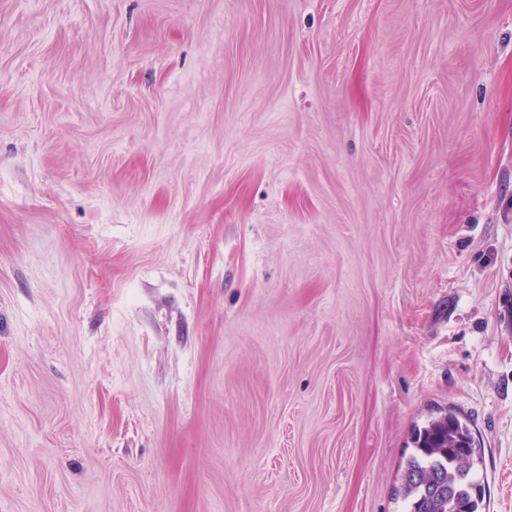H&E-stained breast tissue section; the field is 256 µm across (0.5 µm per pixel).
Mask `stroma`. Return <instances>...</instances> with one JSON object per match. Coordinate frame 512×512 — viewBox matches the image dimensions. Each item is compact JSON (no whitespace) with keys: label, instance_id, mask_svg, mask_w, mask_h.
<instances>
[{"label":"stroma","instance_id":"obj_1","mask_svg":"<svg viewBox=\"0 0 512 512\" xmlns=\"http://www.w3.org/2000/svg\"><path fill=\"white\" fill-rule=\"evenodd\" d=\"M438 407L512 512V0H0V512H403Z\"/></svg>","mask_w":512,"mask_h":512}]
</instances>
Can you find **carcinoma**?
I'll use <instances>...</instances> for the list:
<instances>
[{
    "instance_id": "obj_1",
    "label": "carcinoma",
    "mask_w": 512,
    "mask_h": 512,
    "mask_svg": "<svg viewBox=\"0 0 512 512\" xmlns=\"http://www.w3.org/2000/svg\"><path fill=\"white\" fill-rule=\"evenodd\" d=\"M415 452L399 476L398 496L409 512H483L480 488L472 480L480 449L467 419L452 411L430 417L414 429Z\"/></svg>"
}]
</instances>
